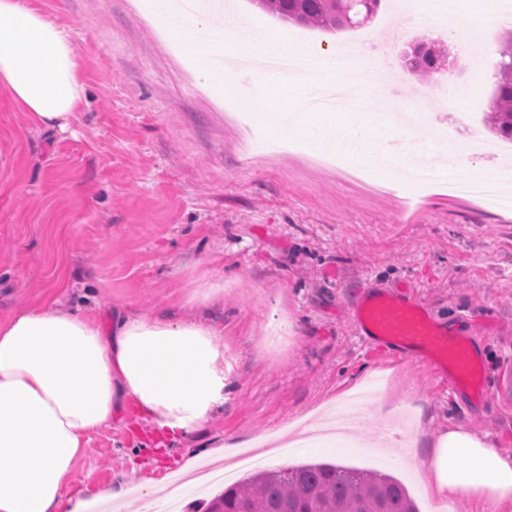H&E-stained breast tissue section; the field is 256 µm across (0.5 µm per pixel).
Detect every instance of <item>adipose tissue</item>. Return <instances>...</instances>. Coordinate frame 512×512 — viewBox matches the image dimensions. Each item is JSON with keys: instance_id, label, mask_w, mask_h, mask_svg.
<instances>
[{"instance_id": "obj_1", "label": "adipose tissue", "mask_w": 512, "mask_h": 512, "mask_svg": "<svg viewBox=\"0 0 512 512\" xmlns=\"http://www.w3.org/2000/svg\"><path fill=\"white\" fill-rule=\"evenodd\" d=\"M0 87L45 129H67L85 97L76 52L34 0H0ZM221 329L45 304L0 321V512H83L72 471L92 434L134 402L160 444L191 439L224 404ZM437 493L512 501V457L463 427L433 437Z\"/></svg>"}]
</instances>
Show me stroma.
<instances>
[{
    "label": "stroma",
    "mask_w": 512,
    "mask_h": 512,
    "mask_svg": "<svg viewBox=\"0 0 512 512\" xmlns=\"http://www.w3.org/2000/svg\"><path fill=\"white\" fill-rule=\"evenodd\" d=\"M34 2L73 43L87 97L78 120L56 131L35 126L0 89V320L55 301L105 316L216 322L233 362L223 408L192 439L136 448L131 430L142 421L129 409L93 434L72 474L86 505L98 507L100 487L173 475L204 451L224 457L261 436L314 429L345 393L372 386L374 399L350 416L358 447L305 443L274 466L379 470L406 485L420 512H489L434 495L410 442L452 423L512 456V410L492 398L467 401L428 368L368 349L351 312L370 291L420 297L443 325L479 338L496 382L512 357V208L443 188L405 201L387 170L349 177L354 159L343 150L330 166L308 152L247 154L251 127L268 113L264 98L245 100L240 83L218 76L203 85L199 61L155 18L151 0ZM224 24L243 45L295 38L326 56L367 37L382 43L387 64L346 117L370 127L368 155L384 151L405 165L404 143L386 138L394 106L439 113L432 92L451 87L467 95L462 109L479 139L512 160V143L493 140L482 123L501 24L490 25L489 43L469 47L449 37L447 22L407 13L401 0H382L371 21L344 32L282 22L251 0H229ZM417 40L443 41L459 68L413 79L401 54ZM245 108L248 127L239 120ZM213 492L191 484L175 507L164 492L125 505L199 512Z\"/></svg>",
    "instance_id": "stroma-1"
}]
</instances>
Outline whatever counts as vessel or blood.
<instances>
[{
    "label": "vessel or blood",
    "instance_id": "obj_1",
    "mask_svg": "<svg viewBox=\"0 0 512 512\" xmlns=\"http://www.w3.org/2000/svg\"><path fill=\"white\" fill-rule=\"evenodd\" d=\"M354 322L364 343L393 347L399 355L433 369L450 391L479 400L492 391L504 406L512 405V363L501 369L494 390H487L474 338L444 328L423 303L373 291L357 304Z\"/></svg>",
    "mask_w": 512,
    "mask_h": 512
}]
</instances>
